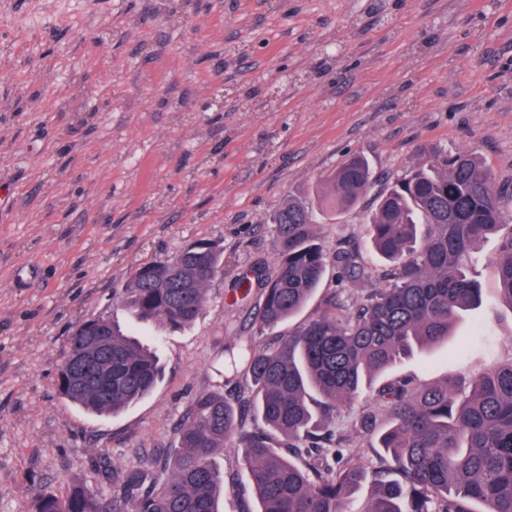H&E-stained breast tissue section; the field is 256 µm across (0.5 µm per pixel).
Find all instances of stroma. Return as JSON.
<instances>
[{
  "label": "stroma",
  "mask_w": 512,
  "mask_h": 512,
  "mask_svg": "<svg viewBox=\"0 0 512 512\" xmlns=\"http://www.w3.org/2000/svg\"><path fill=\"white\" fill-rule=\"evenodd\" d=\"M424 145L475 152L512 189V0H0V512L74 480L111 491L113 474L173 446L196 394L242 385L224 374L226 347L274 345L335 289L357 297L328 270L297 316L259 331L261 291L237 280L272 270L268 217L286 196L316 207L327 254L358 251L380 282L367 217ZM354 153L370 161L369 190L319 211ZM198 240L221 244L224 266L194 323L133 318L119 294L134 271ZM501 240L472 265L482 305L388 377L442 382L512 357L490 263ZM107 316L151 342L164 377L96 418L56 378L75 327ZM373 402L365 391L333 418L367 459L359 417ZM103 450L109 475L93 465ZM236 455L224 451V512H255Z\"/></svg>",
  "instance_id": "stroma-1"
}]
</instances>
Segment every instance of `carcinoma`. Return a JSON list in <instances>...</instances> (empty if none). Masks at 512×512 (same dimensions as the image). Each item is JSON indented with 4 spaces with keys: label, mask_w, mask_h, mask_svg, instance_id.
Listing matches in <instances>:
<instances>
[{
    "label": "carcinoma",
    "mask_w": 512,
    "mask_h": 512,
    "mask_svg": "<svg viewBox=\"0 0 512 512\" xmlns=\"http://www.w3.org/2000/svg\"><path fill=\"white\" fill-rule=\"evenodd\" d=\"M426 160L380 192L367 225L376 256L387 264L382 284L346 303L333 295L316 317L273 348L250 344L224 350V367L245 376L228 397L200 393L187 406L176 448L161 472L123 473L106 494L74 483L63 494L43 489L31 512H223L224 469L217 457L238 449L257 512H345L347 500L371 487L364 512H512V359L453 384L398 380L379 391L377 406L361 413L374 439L373 466L344 453L332 414L353 406L399 359L448 340L462 313L482 304L468 268L481 242L504 233L495 267L502 302L512 307V227L509 195L472 152L433 146ZM372 182L369 162L353 155L327 178L325 211L355 207ZM277 243L274 268H254L239 287L262 290L260 328L296 316L322 283L327 260L309 204L288 197L270 216ZM180 278L157 286L156 261L139 267L122 302L139 321L191 324L221 271L213 242L175 253ZM339 279L354 282L366 266L352 250L333 256ZM88 337L75 331L59 368L64 376ZM155 352L112 326V387L94 382L60 391L96 416H114L148 396L161 381Z\"/></svg>",
    "instance_id": "cac0c4a2"
}]
</instances>
